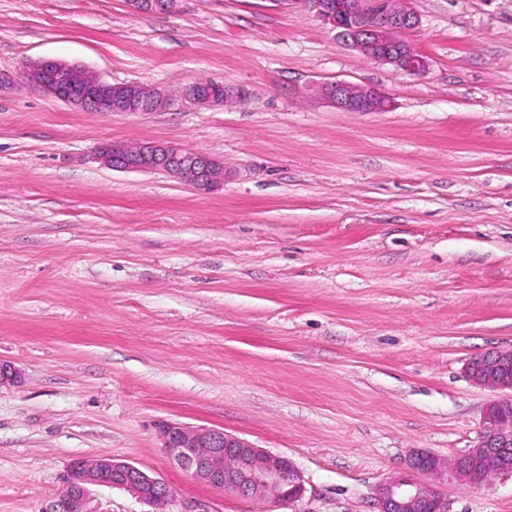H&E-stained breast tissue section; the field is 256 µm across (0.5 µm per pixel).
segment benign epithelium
<instances>
[{"label":"benign epithelium","mask_w":512,"mask_h":512,"mask_svg":"<svg viewBox=\"0 0 512 512\" xmlns=\"http://www.w3.org/2000/svg\"><path fill=\"white\" fill-rule=\"evenodd\" d=\"M173 3L174 0H130L132 9L139 14L167 11ZM288 5L315 13L348 46L371 60L391 64L408 74L426 72L424 57L402 39L404 32L418 25V16L398 0H288ZM46 66L52 67L53 75L45 74ZM78 68V64L43 59L26 65L20 77L28 86L82 111L151 112L165 105L157 91L148 87L114 96L110 94L112 83L100 78L76 91L67 83V74ZM204 84L203 80L188 84L184 98L198 105H210L212 98L202 92ZM317 91L340 110L385 109L386 96L373 86L336 80L318 85ZM99 159L116 170L165 172L201 190L215 187L224 178V174L216 172L217 159L177 145L143 143L132 147L111 142L100 148ZM483 360L485 366L493 369L512 362V350L487 352ZM467 376L474 385L497 393V399L484 413L479 444L451 467L430 452L413 453L408 460V474L395 476L377 489V512H448V502L438 481L452 477L480 488L491 476L512 475V469L502 466L497 453L499 448L512 447V380L470 371ZM21 381L18 368L0 363V386ZM157 435L161 447L190 480L199 484L231 488L247 498L279 502L293 501L304 493V480L292 460L228 435L222 429L163 421L158 425ZM471 456L482 458L488 474L469 466ZM91 486L123 489L152 506L165 504L171 496L164 481L132 463L112 458H100L93 463L75 460L69 467L64 490L46 504L43 512H101L93 504Z\"/></svg>","instance_id":"1"}]
</instances>
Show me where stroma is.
Returning a JSON list of instances; mask_svg holds the SVG:
<instances>
[{
    "label": "stroma",
    "mask_w": 512,
    "mask_h": 512,
    "mask_svg": "<svg viewBox=\"0 0 512 512\" xmlns=\"http://www.w3.org/2000/svg\"><path fill=\"white\" fill-rule=\"evenodd\" d=\"M411 75L283 0H0V73L77 63L169 93L243 98L84 112L0 90V512H43L71 461L162 478L167 512H376L416 451L475 447L493 394L474 356L512 350V0H409ZM376 87L346 112L315 83ZM224 163L200 191L96 161L105 142ZM224 429L287 456L302 497L189 480L156 425ZM448 512H512V476L442 488Z\"/></svg>",
    "instance_id": "obj_1"
}]
</instances>
